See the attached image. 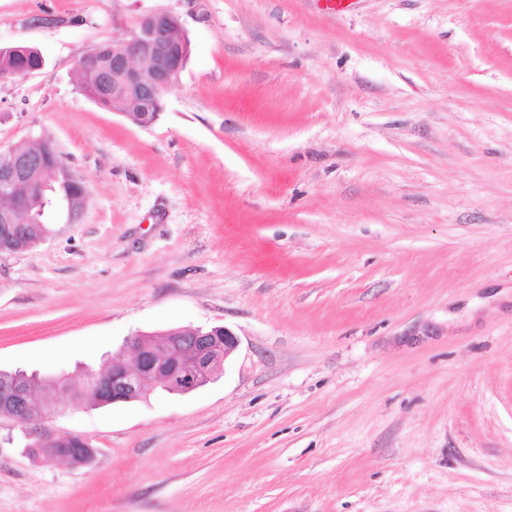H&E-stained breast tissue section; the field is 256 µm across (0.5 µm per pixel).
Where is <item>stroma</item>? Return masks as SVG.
<instances>
[{
  "label": "stroma",
  "instance_id": "obj_1",
  "mask_svg": "<svg viewBox=\"0 0 512 512\" xmlns=\"http://www.w3.org/2000/svg\"><path fill=\"white\" fill-rule=\"evenodd\" d=\"M177 14L149 126L83 96L94 45ZM0 144L88 184L0 255V369L231 329L221 374L47 419L94 460L33 465L0 423V512H512V0H0ZM14 46L0 47V78L7 79L13 77H26L43 67L29 68L38 66L43 60V57L39 50L32 46H25L27 48V58L25 60L26 65H17L11 69L16 62L14 51L21 52L22 48H15L14 51H10ZM11 69V70H10ZM9 70V71H7ZM2 71H6L1 77Z\"/></svg>",
  "mask_w": 512,
  "mask_h": 512
}]
</instances>
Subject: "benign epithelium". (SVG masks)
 Returning a JSON list of instances; mask_svg holds the SVG:
<instances>
[{
  "mask_svg": "<svg viewBox=\"0 0 512 512\" xmlns=\"http://www.w3.org/2000/svg\"><path fill=\"white\" fill-rule=\"evenodd\" d=\"M174 18L176 15L166 11L144 15L130 37L99 45L101 51L112 56V67L99 75L100 89L114 98L132 96L139 112L136 124L140 126L154 122L163 93L189 59L186 39L177 40L172 34ZM43 168L41 156L24 151L19 145L0 146V254L29 250L20 220L24 205L16 192L22 186L40 193L49 190V184L41 177ZM166 334L169 339L160 345L141 333L128 340L131 360L112 371V401L138 400L157 381L172 393L193 392L213 380L238 347V338L226 327L174 328ZM54 381L56 397L38 403L36 413L28 384L0 382V407L12 409L16 420L25 424L26 438L33 441L26 448L32 463H43V455L50 452L56 459L88 464L95 458L96 449L86 440L81 448H48L57 432L45 424L47 411L57 397L71 393L72 375L60 373Z\"/></svg>",
  "mask_w": 512,
  "mask_h": 512,
  "instance_id": "7a95c632",
  "label": "benign epithelium"
}]
</instances>
